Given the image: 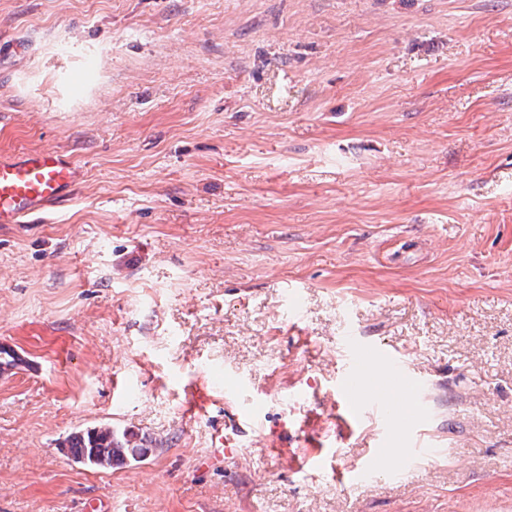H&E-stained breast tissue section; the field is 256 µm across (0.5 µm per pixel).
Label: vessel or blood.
I'll use <instances>...</instances> for the list:
<instances>
[{"label":"vessel or blood","instance_id":"obj_1","mask_svg":"<svg viewBox=\"0 0 512 512\" xmlns=\"http://www.w3.org/2000/svg\"><path fill=\"white\" fill-rule=\"evenodd\" d=\"M83 177L69 157L51 149L0 157V224H21L71 195Z\"/></svg>","mask_w":512,"mask_h":512}]
</instances>
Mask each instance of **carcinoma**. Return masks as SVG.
I'll list each match as a JSON object with an SVG mask.
<instances>
[{
	"instance_id": "cac0c4a2",
	"label": "carcinoma",
	"mask_w": 512,
	"mask_h": 512,
	"mask_svg": "<svg viewBox=\"0 0 512 512\" xmlns=\"http://www.w3.org/2000/svg\"><path fill=\"white\" fill-rule=\"evenodd\" d=\"M70 455L87 467L108 470L130 460L146 458L158 445L156 438L101 425L70 434L65 440Z\"/></svg>"
}]
</instances>
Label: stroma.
<instances>
[{"instance_id": "35a3bbf8", "label": "stroma", "mask_w": 512, "mask_h": 512, "mask_svg": "<svg viewBox=\"0 0 512 512\" xmlns=\"http://www.w3.org/2000/svg\"><path fill=\"white\" fill-rule=\"evenodd\" d=\"M43 148L85 178L0 226V512H512V0H0ZM102 424L162 445L75 463ZM388 378L389 374L385 369L377 365L370 366L354 389L355 398L362 401L379 394V386Z\"/></svg>"}]
</instances>
